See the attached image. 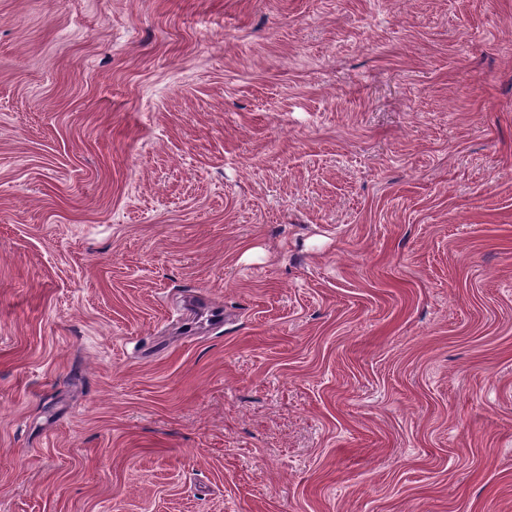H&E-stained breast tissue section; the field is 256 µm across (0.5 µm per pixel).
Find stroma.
<instances>
[{
    "mask_svg": "<svg viewBox=\"0 0 512 512\" xmlns=\"http://www.w3.org/2000/svg\"><path fill=\"white\" fill-rule=\"evenodd\" d=\"M0 512H512V0H0Z\"/></svg>",
    "mask_w": 512,
    "mask_h": 512,
    "instance_id": "obj_1",
    "label": "stroma"
}]
</instances>
